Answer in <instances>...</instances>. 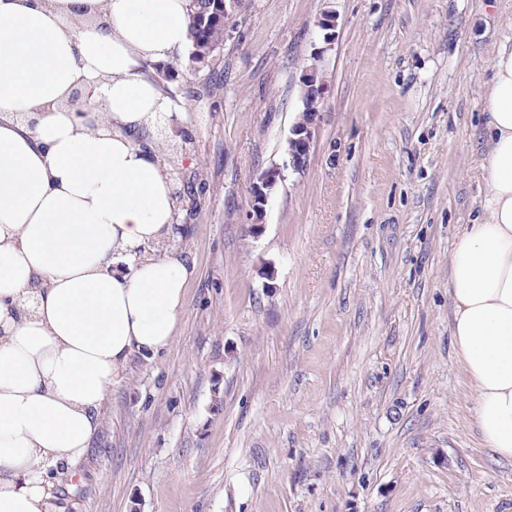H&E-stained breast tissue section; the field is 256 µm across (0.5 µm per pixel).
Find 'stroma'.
<instances>
[{
  "instance_id": "1",
  "label": "stroma",
  "mask_w": 512,
  "mask_h": 512,
  "mask_svg": "<svg viewBox=\"0 0 512 512\" xmlns=\"http://www.w3.org/2000/svg\"><path fill=\"white\" fill-rule=\"evenodd\" d=\"M508 39L512 0H242L223 64L179 75L183 118L154 135L169 247L195 265L179 332L132 358L58 512H512L448 331ZM311 68L327 89L297 173ZM306 105L302 101V110L300 111L301 114L297 121L299 122L304 118L305 119L299 123H296L293 125L289 139L291 141L299 142L303 146L302 153L293 155L289 157L288 165L293 168L294 171H303V169L307 165V160L311 148V141H312V125L314 124V121L317 117L318 112H306L305 111ZM306 112V114H305ZM283 177L280 168L268 169L259 178V183L255 186L253 192V200L251 202V209L249 213V221H251L252 228L256 229L264 218L265 206L268 202L270 191L275 187L277 182ZM262 215L261 218L256 216V212Z\"/></svg>"
}]
</instances>
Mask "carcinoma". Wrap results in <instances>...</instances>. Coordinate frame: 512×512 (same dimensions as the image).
I'll return each mask as SVG.
<instances>
[{"label": "carcinoma", "instance_id": "cac0c4a2", "mask_svg": "<svg viewBox=\"0 0 512 512\" xmlns=\"http://www.w3.org/2000/svg\"><path fill=\"white\" fill-rule=\"evenodd\" d=\"M239 0H189L190 47L186 52L185 69L198 72L197 66L211 72L220 67L224 52V33L236 25ZM155 72L163 76V88L177 102L181 89L172 85L174 76L168 65Z\"/></svg>", "mask_w": 512, "mask_h": 512}]
</instances>
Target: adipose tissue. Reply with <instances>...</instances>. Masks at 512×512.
<instances>
[{"instance_id":"adipose-tissue-1","label":"adipose tissue","mask_w":512,"mask_h":512,"mask_svg":"<svg viewBox=\"0 0 512 512\" xmlns=\"http://www.w3.org/2000/svg\"><path fill=\"white\" fill-rule=\"evenodd\" d=\"M190 43L188 0H0V512H55L135 353L175 341L194 267L144 256L178 198L145 71ZM484 95V219L451 252L449 330L483 447L512 459V44Z\"/></svg>"}]
</instances>
